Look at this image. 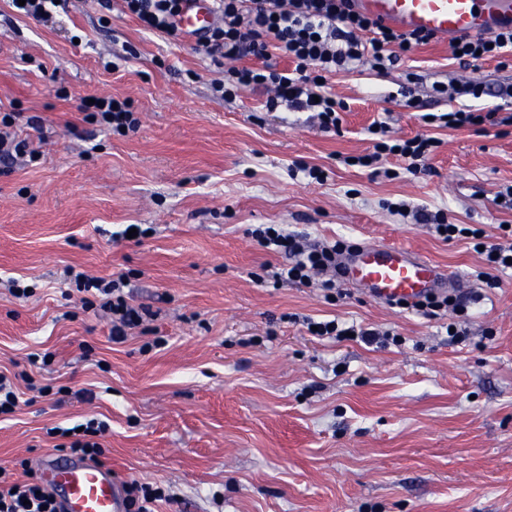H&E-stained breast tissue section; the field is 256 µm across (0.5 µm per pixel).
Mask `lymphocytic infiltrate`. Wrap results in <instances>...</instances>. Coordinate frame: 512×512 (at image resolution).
Masks as SVG:
<instances>
[{"instance_id": "f902f5d3", "label": "lymphocytic infiltrate", "mask_w": 512, "mask_h": 512, "mask_svg": "<svg viewBox=\"0 0 512 512\" xmlns=\"http://www.w3.org/2000/svg\"><path fill=\"white\" fill-rule=\"evenodd\" d=\"M121 13L136 19L153 33L174 42L183 35L176 25L183 0H118ZM218 22L201 41L200 47L214 61L231 60L224 81L216 90L230 100L250 86L270 90L267 111L285 108L292 112L315 113L323 131H338L341 114L347 105L343 99L327 91L325 75L352 72L366 66L382 74L398 59L399 53L428 44V33H403L380 25L367 15L350 8L349 0H216ZM459 52V61L478 65L480 60H498L501 68H512V29L494 35L472 36L451 44ZM292 62L291 68H278L273 54ZM254 57L255 65H243L245 57ZM88 110L96 122L107 125L114 133L135 131L139 119L129 99L99 98ZM430 125L449 129L485 130L489 126L512 125V114L499 116L497 111L452 109L431 114ZM373 150L358 156L356 163L372 168L381 175L378 162L395 155L403 160L409 172H423L440 145L437 138L414 136L406 139L387 137L385 128L373 133ZM420 220L432 224L443 239H470L482 247L486 266L497 272L512 271V239L487 241L482 231L464 224L449 223L443 211L419 212ZM264 248L285 254L286 264L275 268L274 285L319 284L325 291L340 287L336 274L337 258L348 247L345 240L307 243L303 236L287 233L277 224H260L251 231ZM74 283L82 309L101 306L112 316L113 339L122 340L143 323L148 310L126 300L122 294L124 275L106 280L79 272ZM0 512H59L52 493L37 480L16 485L0 484Z\"/></svg>"}]
</instances>
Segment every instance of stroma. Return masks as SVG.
<instances>
[{
	"mask_svg": "<svg viewBox=\"0 0 512 512\" xmlns=\"http://www.w3.org/2000/svg\"><path fill=\"white\" fill-rule=\"evenodd\" d=\"M453 78L494 88L512 68L462 67L434 40L384 74L329 75L348 109L326 132L311 113L267 111L261 87L224 100L223 67L195 43L99 0H64L43 22L0 0V113H18L16 132L41 154L0 171V372L34 380L16 382L19 404L0 414V468L21 481L39 459L69 457L50 428L97 418L109 425L103 463L163 488L157 512H512V273L488 287L469 244L386 207L441 210L489 235L512 225L494 202L512 185V126L438 130L424 174L395 158L391 179L346 162L371 151L373 123L410 138L427 132L423 112L501 106L491 94L432 97ZM109 96L132 100L136 132L86 120L83 100ZM130 224L143 236L122 238ZM258 224L401 246L448 273L467 312L257 283L284 261L251 237ZM69 268L125 274L127 299L151 317L112 342L109 316L81 309ZM15 283L30 296L15 298ZM309 318L399 340H322Z\"/></svg>",
	"mask_w": 512,
	"mask_h": 512,
	"instance_id": "1",
	"label": "stroma"
}]
</instances>
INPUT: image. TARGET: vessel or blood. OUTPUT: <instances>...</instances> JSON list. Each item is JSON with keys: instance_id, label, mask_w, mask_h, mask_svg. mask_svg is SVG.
Here are the masks:
<instances>
[{"instance_id": "vessel-or-blood-1", "label": "vessel or blood", "mask_w": 512, "mask_h": 512, "mask_svg": "<svg viewBox=\"0 0 512 512\" xmlns=\"http://www.w3.org/2000/svg\"><path fill=\"white\" fill-rule=\"evenodd\" d=\"M355 8L405 32L443 41L512 29V0H354ZM216 18L213 0H185L179 25L198 40ZM343 279L377 302H415L446 292L450 279L431 261L391 245L364 244L343 260ZM45 485L58 495L61 512H125L122 479L111 467L88 460L42 459Z\"/></svg>"}]
</instances>
